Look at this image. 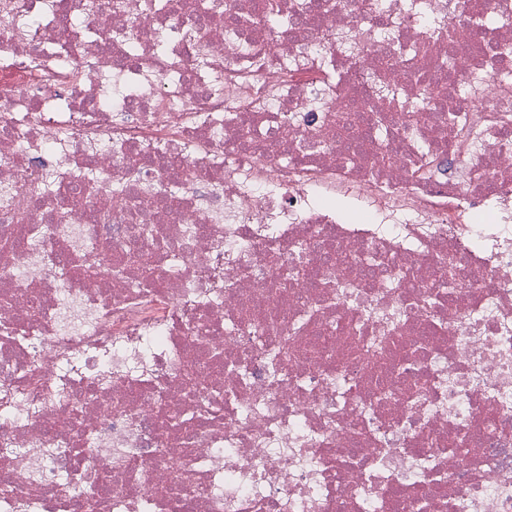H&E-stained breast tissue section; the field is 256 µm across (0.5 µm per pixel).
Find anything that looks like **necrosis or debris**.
Listing matches in <instances>:
<instances>
[{
	"instance_id": "necrosis-or-debris-1",
	"label": "necrosis or debris",
	"mask_w": 512,
	"mask_h": 512,
	"mask_svg": "<svg viewBox=\"0 0 512 512\" xmlns=\"http://www.w3.org/2000/svg\"><path fill=\"white\" fill-rule=\"evenodd\" d=\"M43 4L0 0V512H512V0Z\"/></svg>"
}]
</instances>
